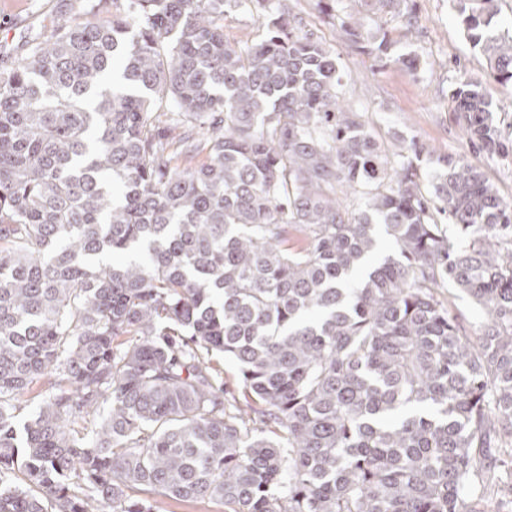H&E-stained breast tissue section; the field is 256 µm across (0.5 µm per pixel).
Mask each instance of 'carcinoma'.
Instances as JSON below:
<instances>
[{
  "instance_id": "1",
  "label": "carcinoma",
  "mask_w": 512,
  "mask_h": 512,
  "mask_svg": "<svg viewBox=\"0 0 512 512\" xmlns=\"http://www.w3.org/2000/svg\"><path fill=\"white\" fill-rule=\"evenodd\" d=\"M459 2L512 85L498 0ZM251 3L125 0L0 75V512L512 503V202L463 156L424 180L417 141L389 154L282 0L230 42L225 13ZM377 3L416 28L410 0ZM453 102L501 152L486 87ZM449 288L485 311L477 335ZM158 512H224V504L217 500L188 502L176 499H163Z\"/></svg>"
}]
</instances>
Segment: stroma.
<instances>
[{
  "mask_svg": "<svg viewBox=\"0 0 512 512\" xmlns=\"http://www.w3.org/2000/svg\"><path fill=\"white\" fill-rule=\"evenodd\" d=\"M286 4L290 14L333 47L350 77L346 104L364 111L385 147L415 140L434 156H466L487 173L505 200L512 201V86L493 83L486 55L463 28L458 0H415L419 23L409 45L400 35L398 19L376 15L374 40L388 39L391 55H417L420 65L415 69L387 65L355 49L323 0ZM111 8L112 0H0V69L11 66L28 42L57 24L90 19ZM467 78L490 84L492 120L506 153L491 155L469 142L452 100L455 86Z\"/></svg>",
  "mask_w": 512,
  "mask_h": 512,
  "instance_id": "stroma-1",
  "label": "stroma"
}]
</instances>
